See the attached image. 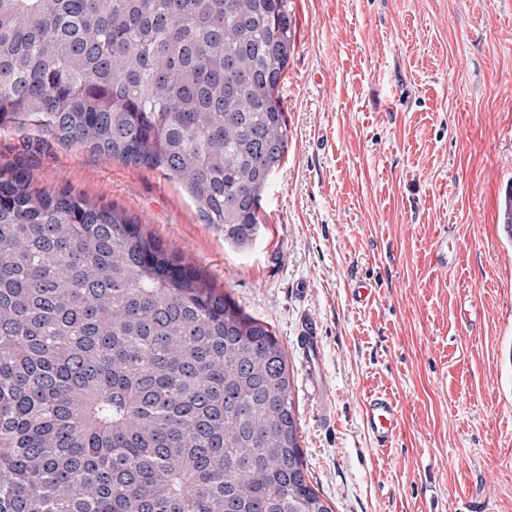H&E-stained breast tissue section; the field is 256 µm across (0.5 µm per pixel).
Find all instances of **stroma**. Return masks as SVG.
Listing matches in <instances>:
<instances>
[{
    "mask_svg": "<svg viewBox=\"0 0 512 512\" xmlns=\"http://www.w3.org/2000/svg\"><path fill=\"white\" fill-rule=\"evenodd\" d=\"M288 156L251 249L142 165L0 131V171L113 207L192 263L288 353L301 448L333 512H512V0H288ZM453 230L458 265L439 270ZM372 303L353 302L358 282ZM317 323L331 403L296 336ZM401 406L370 436L363 402ZM367 426L378 447L388 446L397 434L401 408L396 400L377 395L366 404Z\"/></svg>",
    "mask_w": 512,
    "mask_h": 512,
    "instance_id": "stroma-1",
    "label": "stroma"
}]
</instances>
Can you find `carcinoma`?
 Returning <instances> with one entry per match:
<instances>
[{
  "label": "carcinoma",
  "mask_w": 512,
  "mask_h": 512,
  "mask_svg": "<svg viewBox=\"0 0 512 512\" xmlns=\"http://www.w3.org/2000/svg\"><path fill=\"white\" fill-rule=\"evenodd\" d=\"M293 36L288 0H0V130L145 165L246 250ZM0 512H332L272 327L23 171H0Z\"/></svg>",
  "instance_id": "1"
}]
</instances>
